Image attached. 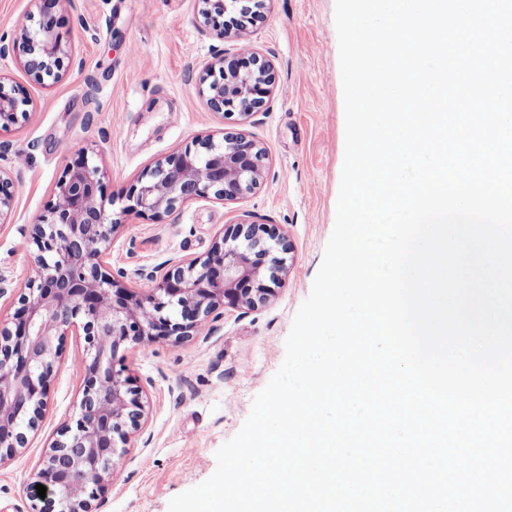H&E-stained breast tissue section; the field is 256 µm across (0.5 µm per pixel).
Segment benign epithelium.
<instances>
[{"label": "benign epithelium", "mask_w": 512, "mask_h": 512, "mask_svg": "<svg viewBox=\"0 0 512 512\" xmlns=\"http://www.w3.org/2000/svg\"><path fill=\"white\" fill-rule=\"evenodd\" d=\"M205 26L240 37L238 16L263 18L265 0L238 7L241 0H200ZM0 54L19 57L36 82L58 79L64 54L55 24L47 14L35 29L22 24L16 36L0 39ZM219 75L205 74L199 92L209 107L248 117L261 111L275 83L272 63L243 43L216 58ZM27 101L0 81V127L26 115ZM256 145L239 132L224 133L222 142L207 140L186 148L144 171L125 199L126 213L159 219L190 199L214 194L235 199L255 189L263 170ZM13 178L0 170V218L13 200ZM119 224L105 209L99 169L86 157L65 170L56 202L31 231L36 252L29 292L18 297L11 320L0 324V460L28 444L48 404L50 380L68 333H82L89 355L80 412L46 450L31 482L33 512H93L92 501L112 480L117 444L140 431L145 409L126 374L120 348L130 343L195 336L211 313L221 307L254 309L274 295L262 268L276 249L291 250L275 225L240 222L228 226L207 258L185 268L149 276L151 287L139 292L101 271L99 258ZM46 487L38 496L36 485Z\"/></svg>", "instance_id": "obj_1"}]
</instances>
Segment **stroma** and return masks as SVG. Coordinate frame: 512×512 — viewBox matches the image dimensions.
I'll list each match as a JSON object with an SVG mask.
<instances>
[{"mask_svg":"<svg viewBox=\"0 0 512 512\" xmlns=\"http://www.w3.org/2000/svg\"><path fill=\"white\" fill-rule=\"evenodd\" d=\"M44 9L65 51L61 79L36 83L0 57V81L28 101L26 116L0 130V168L14 180L12 209L0 218V321L11 319L33 275L30 230L82 155L98 166L119 223L101 267L127 287L204 260L225 225L244 220L278 225L292 246L265 305L221 309L181 344L123 352L146 426L114 456L99 512H168L174 496L213 474L216 450L281 366L294 315L323 264L345 153L335 0H266L263 19L239 39L202 27L198 0H0V38ZM242 41L271 59L276 81L261 112L227 119L207 106L198 79ZM227 128L261 149L257 188L234 200H189L160 219L124 213V193L144 170L202 140L221 141ZM87 362L83 337L68 336L38 428L0 461V512H31L29 484L79 409Z\"/></svg>","mask_w":512,"mask_h":512,"instance_id":"1","label":"stroma"}]
</instances>
